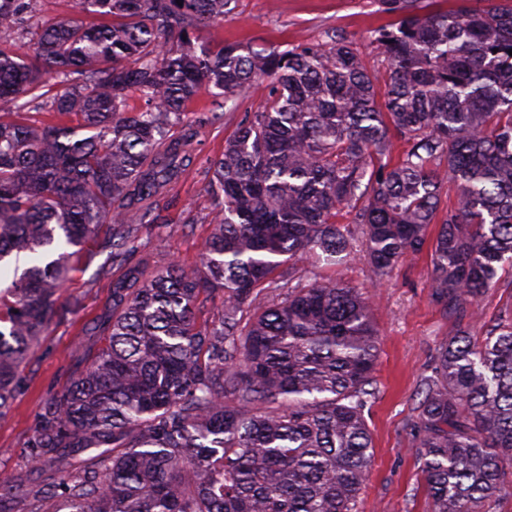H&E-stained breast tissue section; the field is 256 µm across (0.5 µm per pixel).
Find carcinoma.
Wrapping results in <instances>:
<instances>
[{
	"mask_svg": "<svg viewBox=\"0 0 512 512\" xmlns=\"http://www.w3.org/2000/svg\"><path fill=\"white\" fill-rule=\"evenodd\" d=\"M36 2L0 0L16 47L0 50V261L58 257L0 290V417L66 312L69 258L91 263L79 248L104 226L101 250L124 263L200 129L251 89L262 102L209 162L200 265H129L112 282L95 357L41 405L0 512H356L378 330L356 289L297 262L357 256L379 285L426 253L433 303L480 318L512 270V0L425 15L383 0L398 18L372 31V64L335 32L284 49L199 40L231 0H76L48 25ZM205 302L217 311L201 321ZM421 386L411 430L431 512H482L512 473V308L479 340L457 329Z\"/></svg>",
	"mask_w": 512,
	"mask_h": 512,
	"instance_id": "cac0c4a2",
	"label": "carcinoma"
}]
</instances>
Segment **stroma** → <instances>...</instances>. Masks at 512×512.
<instances>
[{"label":"stroma","mask_w":512,"mask_h":512,"mask_svg":"<svg viewBox=\"0 0 512 512\" xmlns=\"http://www.w3.org/2000/svg\"><path fill=\"white\" fill-rule=\"evenodd\" d=\"M380 0H232L223 21L201 30V38L216 35L228 41L250 42L263 36L274 42H315L336 31L367 51L375 28L389 22ZM239 114L227 115L218 127H206L194 145L187 176L158 203L161 225H148L126 263L156 268L173 260L198 263L202 240L212 230L205 220L210 210L205 171L220 154ZM195 223H186L187 214ZM86 250L93 264H77L60 290L66 315L55 321L27 355L20 368V389L6 417L0 418V478L23 468L26 443L42 402L59 393L71 377L85 369L99 346L104 323L112 310V282L123 272L110 266L97 272L105 254L97 240ZM324 278H336L356 288L376 308L379 355L375 396L364 415L372 434L374 458L357 502V512H430L416 438L410 430L422 378L431 375L432 356L452 336L457 323L444 318L429 297V256L400 263L381 285H374L367 266L352 259L336 267L319 268Z\"/></svg>","instance_id":"stroma-1"}]
</instances>
